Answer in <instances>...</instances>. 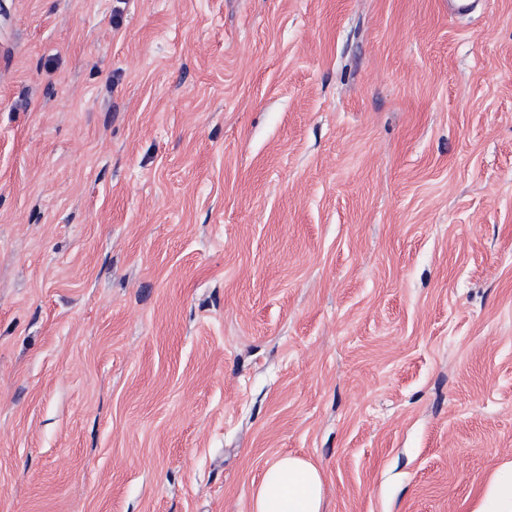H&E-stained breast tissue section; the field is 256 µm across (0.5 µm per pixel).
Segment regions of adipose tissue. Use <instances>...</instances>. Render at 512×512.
Wrapping results in <instances>:
<instances>
[{"label":"adipose tissue","instance_id":"1","mask_svg":"<svg viewBox=\"0 0 512 512\" xmlns=\"http://www.w3.org/2000/svg\"><path fill=\"white\" fill-rule=\"evenodd\" d=\"M323 474L295 456L274 460L255 489L250 512H322Z\"/></svg>","mask_w":512,"mask_h":512}]
</instances>
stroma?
I'll list each match as a JSON object with an SVG mask.
<instances>
[{
  "instance_id": "35a3bbf8",
  "label": "stroma",
  "mask_w": 512,
  "mask_h": 512,
  "mask_svg": "<svg viewBox=\"0 0 512 512\" xmlns=\"http://www.w3.org/2000/svg\"><path fill=\"white\" fill-rule=\"evenodd\" d=\"M480 512L512 472V0H0V512ZM323 474L295 456L274 460L255 489L250 512H322Z\"/></svg>"
}]
</instances>
